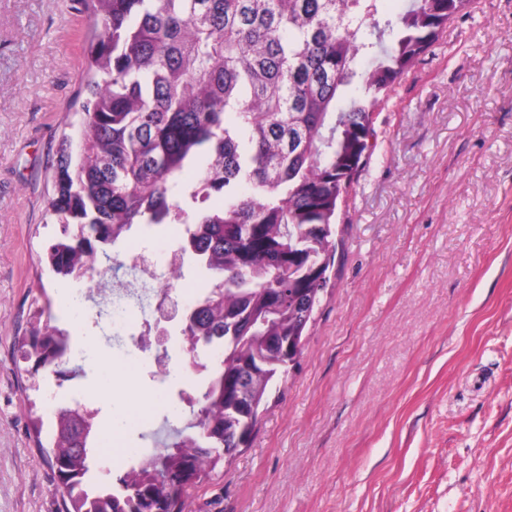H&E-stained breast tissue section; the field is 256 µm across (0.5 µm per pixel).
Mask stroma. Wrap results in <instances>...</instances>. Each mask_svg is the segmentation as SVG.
<instances>
[{
  "label": "stroma",
  "instance_id": "1",
  "mask_svg": "<svg viewBox=\"0 0 512 512\" xmlns=\"http://www.w3.org/2000/svg\"><path fill=\"white\" fill-rule=\"evenodd\" d=\"M92 25L76 0H0V512H66L33 430L62 402L96 411L108 440L97 458L122 462L189 413L183 374L157 360L178 318L99 320L96 277L57 278L46 259ZM375 130L306 346L249 447L184 512H512V0H479L449 24ZM183 230L141 226L119 250L162 281L182 266L173 290L191 296ZM47 301L84 376L21 357Z\"/></svg>",
  "mask_w": 512,
  "mask_h": 512
}]
</instances>
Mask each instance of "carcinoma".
<instances>
[{
    "mask_svg": "<svg viewBox=\"0 0 512 512\" xmlns=\"http://www.w3.org/2000/svg\"><path fill=\"white\" fill-rule=\"evenodd\" d=\"M84 0L96 34L77 150L48 202L60 279L95 270L137 226L184 224L203 274L182 347L212 365L162 449L96 482L97 412L60 406L52 467L69 512H183L202 477L248 446L273 384L301 354L334 261L338 211L373 154L376 112L474 0ZM21 340L35 369L69 363L40 309Z\"/></svg>",
    "mask_w": 512,
    "mask_h": 512,
    "instance_id": "1",
    "label": "carcinoma"
}]
</instances>
